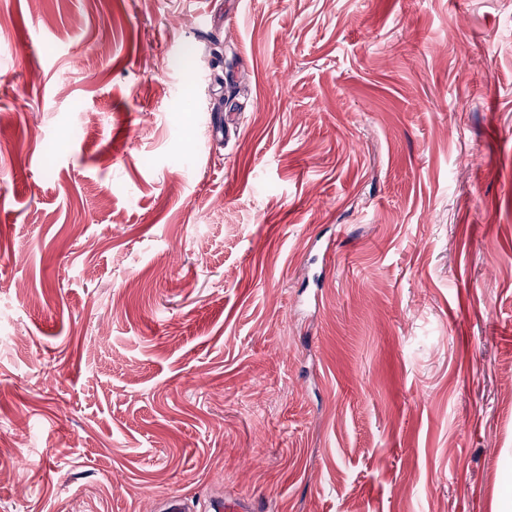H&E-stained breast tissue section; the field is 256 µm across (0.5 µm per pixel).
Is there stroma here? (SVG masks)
<instances>
[{
	"instance_id": "1",
	"label": "stroma",
	"mask_w": 512,
	"mask_h": 512,
	"mask_svg": "<svg viewBox=\"0 0 512 512\" xmlns=\"http://www.w3.org/2000/svg\"><path fill=\"white\" fill-rule=\"evenodd\" d=\"M509 461L512 0H0V512Z\"/></svg>"
}]
</instances>
